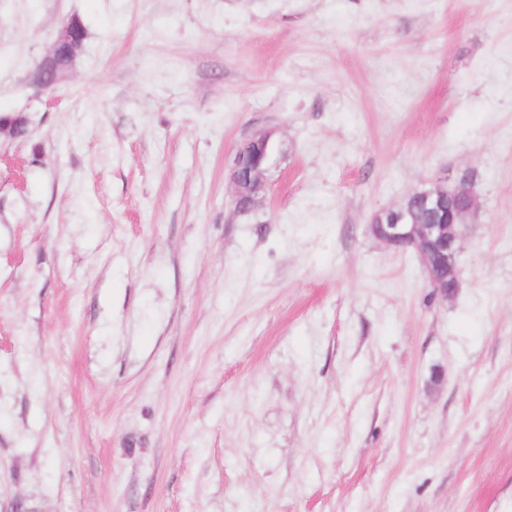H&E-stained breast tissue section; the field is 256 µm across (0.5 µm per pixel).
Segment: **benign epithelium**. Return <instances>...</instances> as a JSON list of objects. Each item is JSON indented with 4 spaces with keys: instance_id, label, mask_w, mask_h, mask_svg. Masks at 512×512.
<instances>
[{
    "instance_id": "obj_1",
    "label": "benign epithelium",
    "mask_w": 512,
    "mask_h": 512,
    "mask_svg": "<svg viewBox=\"0 0 512 512\" xmlns=\"http://www.w3.org/2000/svg\"><path fill=\"white\" fill-rule=\"evenodd\" d=\"M84 30L71 19L64 23L51 52L32 72V83L48 89L61 78L73 61L74 52L84 41ZM279 151L273 132L259 130L241 143L230 164L234 209L239 214L259 208L266 192L264 175L274 164ZM406 202L415 203L430 216L427 224H385L383 209L374 214L369 231L392 248L409 247L417 252L429 287L435 295L448 299L459 288V254L463 229L476 223L478 182L469 170L438 178L409 193Z\"/></svg>"
}]
</instances>
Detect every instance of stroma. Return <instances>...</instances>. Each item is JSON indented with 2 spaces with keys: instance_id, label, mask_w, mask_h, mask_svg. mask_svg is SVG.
Returning <instances> with one entry per match:
<instances>
[{
  "instance_id": "stroma-1",
  "label": "stroma",
  "mask_w": 512,
  "mask_h": 512,
  "mask_svg": "<svg viewBox=\"0 0 512 512\" xmlns=\"http://www.w3.org/2000/svg\"><path fill=\"white\" fill-rule=\"evenodd\" d=\"M1 112L0 512H512V0H0ZM462 170L445 300L369 222ZM84 38V30L79 22L71 19L64 23L51 52L35 66L32 83L41 89L53 87L73 61L74 52L82 45ZM279 151L272 131L259 130L241 143L230 164L233 204L238 214L251 213L259 208L266 192L264 175L274 164Z\"/></svg>"
}]
</instances>
